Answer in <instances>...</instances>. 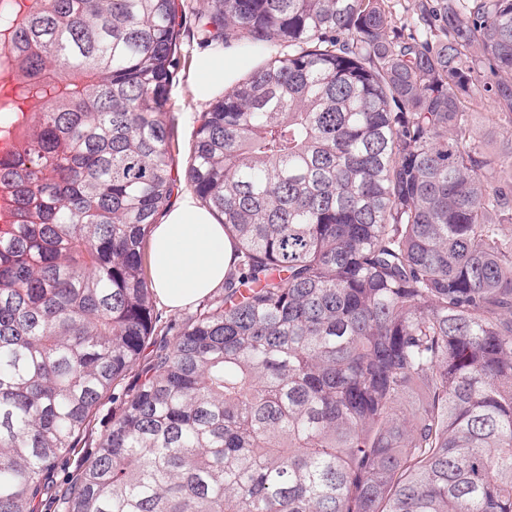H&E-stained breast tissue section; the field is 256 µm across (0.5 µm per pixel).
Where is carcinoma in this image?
Segmentation results:
<instances>
[{"label":"carcinoma","instance_id":"obj_1","mask_svg":"<svg viewBox=\"0 0 512 512\" xmlns=\"http://www.w3.org/2000/svg\"><path fill=\"white\" fill-rule=\"evenodd\" d=\"M182 7L0 0V512H512V0H204L287 51L198 116L237 257L148 354ZM490 112H494L491 106H486L483 111L473 113V126L483 140L489 151H500L511 140L512 129L493 120Z\"/></svg>","mask_w":512,"mask_h":512}]
</instances>
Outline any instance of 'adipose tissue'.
<instances>
[{
	"mask_svg": "<svg viewBox=\"0 0 512 512\" xmlns=\"http://www.w3.org/2000/svg\"><path fill=\"white\" fill-rule=\"evenodd\" d=\"M240 64L233 50L200 54L195 97L206 100L233 85ZM234 261L232 240L195 196H186L152 231L148 276L157 299L171 309L197 302L220 288Z\"/></svg>",
	"mask_w": 512,
	"mask_h": 512,
	"instance_id": "1",
	"label": "adipose tissue"
}]
</instances>
